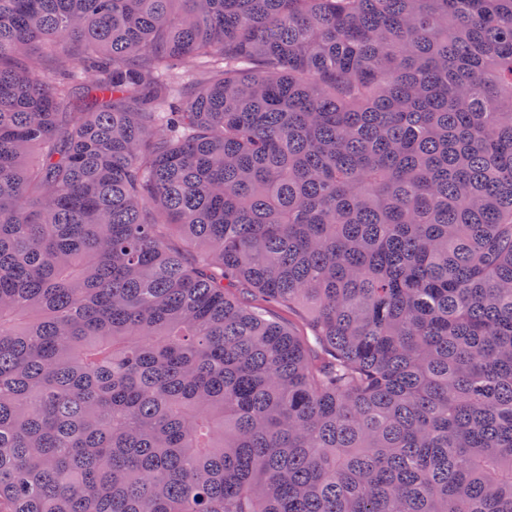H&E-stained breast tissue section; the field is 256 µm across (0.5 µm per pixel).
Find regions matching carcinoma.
I'll return each mask as SVG.
<instances>
[{"label":"carcinoma","mask_w":512,"mask_h":512,"mask_svg":"<svg viewBox=\"0 0 512 512\" xmlns=\"http://www.w3.org/2000/svg\"><path fill=\"white\" fill-rule=\"evenodd\" d=\"M0 512H512V0H0Z\"/></svg>","instance_id":"1"}]
</instances>
